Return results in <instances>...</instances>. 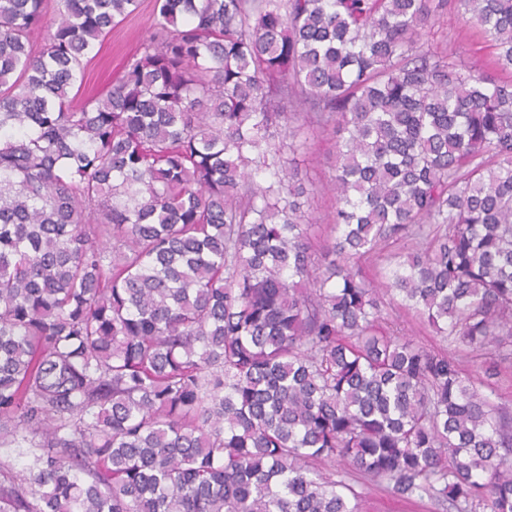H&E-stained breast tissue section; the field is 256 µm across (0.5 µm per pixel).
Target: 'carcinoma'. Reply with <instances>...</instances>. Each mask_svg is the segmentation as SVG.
Masks as SVG:
<instances>
[{
    "label": "carcinoma",
    "instance_id": "carcinoma-1",
    "mask_svg": "<svg viewBox=\"0 0 512 512\" xmlns=\"http://www.w3.org/2000/svg\"><path fill=\"white\" fill-rule=\"evenodd\" d=\"M139 5L0 0V512H512V412L382 315L512 363V0H155L77 101ZM450 13L489 68L420 44ZM153 4L154 0H142L140 10L115 26L100 47L97 45V54L85 69L82 93L104 89L112 84L124 58L148 35ZM307 147L297 155L299 178L310 189L308 203L304 211L315 220L317 236H325L329 230L327 216L331 211L333 199L324 187L334 174V138L328 131L310 126L308 130ZM384 313H389L388 318H396L399 316L400 320H404L406 328L410 329V336L419 344L429 348H448V343L441 341L439 336H435L431 329L422 324L421 321L413 315V313H403L398 311L395 305L386 304ZM349 484L361 495L362 512H439L424 498L406 499L393 495L385 485L351 473Z\"/></svg>",
    "mask_w": 512,
    "mask_h": 512
}]
</instances>
